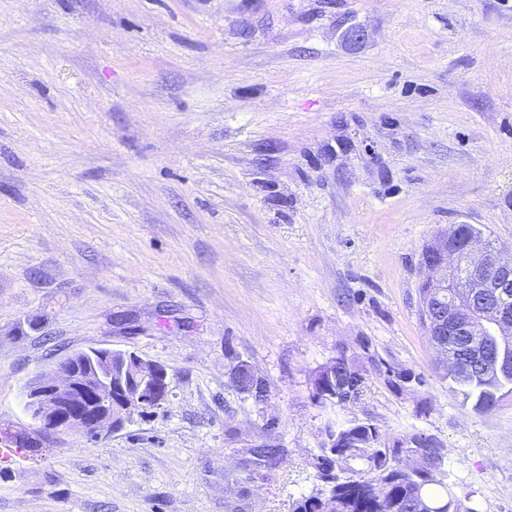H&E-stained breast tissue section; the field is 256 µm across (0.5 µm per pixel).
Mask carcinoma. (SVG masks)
Here are the masks:
<instances>
[{
	"mask_svg": "<svg viewBox=\"0 0 512 512\" xmlns=\"http://www.w3.org/2000/svg\"><path fill=\"white\" fill-rule=\"evenodd\" d=\"M499 347L487 353L486 361L466 366L464 378L451 377L464 398L473 401L479 413L495 410L512 395V371L487 372ZM336 375L362 384L359 373L343 354L338 355ZM338 430L351 431L358 441L381 439L379 429L359 418L348 420ZM281 462V449L269 444L254 451L256 468L272 469ZM331 473L332 483L296 499L293 512H419V499L448 505L447 512H479L465 505L448 483L441 449L428 437L414 435L401 447L324 448L318 457V474Z\"/></svg>",
	"mask_w": 512,
	"mask_h": 512,
	"instance_id": "1",
	"label": "carcinoma"
}]
</instances>
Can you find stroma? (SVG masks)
<instances>
[{"mask_svg":"<svg viewBox=\"0 0 512 512\" xmlns=\"http://www.w3.org/2000/svg\"><path fill=\"white\" fill-rule=\"evenodd\" d=\"M454 224L512 244V0H0V435L38 449L0 512H292L354 417L512 512V396L472 411L421 325ZM91 346L166 401L44 434L26 384ZM340 353L363 392L316 404Z\"/></svg>","mask_w":512,"mask_h":512,"instance_id":"stroma-1","label":"stroma"}]
</instances>
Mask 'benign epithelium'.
Returning a JSON list of instances; mask_svg holds the SVG:
<instances>
[{"label": "benign epithelium", "mask_w": 512, "mask_h": 512, "mask_svg": "<svg viewBox=\"0 0 512 512\" xmlns=\"http://www.w3.org/2000/svg\"><path fill=\"white\" fill-rule=\"evenodd\" d=\"M422 264L429 292L421 297L423 327L442 351L446 336H488L504 343L512 336V245L462 235L461 225L437 232L426 244ZM129 374L112 375L88 363L84 351L60 359L52 372L25 390L24 410L48 434L78 433L98 438L118 431L132 411L146 412L166 398L167 372L136 354L126 360ZM331 360L314 378L328 373L327 395L342 403L353 383L334 378Z\"/></svg>", "instance_id": "benign-epithelium-1"}]
</instances>
